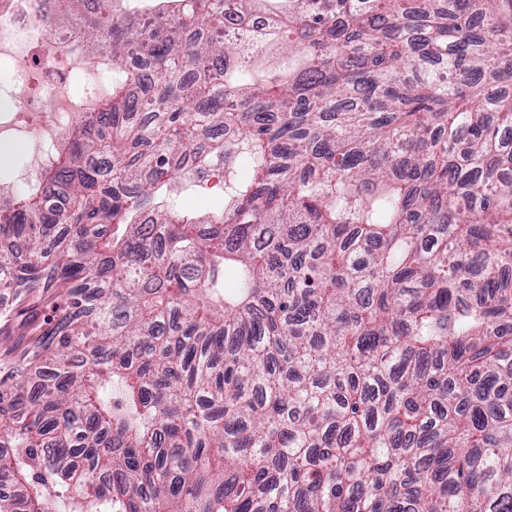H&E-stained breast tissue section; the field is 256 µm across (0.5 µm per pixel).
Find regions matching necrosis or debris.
Wrapping results in <instances>:
<instances>
[{"label": "necrosis or debris", "mask_w": 512, "mask_h": 512, "mask_svg": "<svg viewBox=\"0 0 512 512\" xmlns=\"http://www.w3.org/2000/svg\"><path fill=\"white\" fill-rule=\"evenodd\" d=\"M55 0H0V141L35 142L17 175L27 188L42 189V174L65 145L72 127L96 111L108 55L84 51L82 20L55 21ZM81 79L82 94L72 91Z\"/></svg>", "instance_id": "1"}]
</instances>
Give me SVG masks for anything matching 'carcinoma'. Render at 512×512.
I'll return each mask as SVG.
<instances>
[{
  "instance_id": "obj_1",
  "label": "carcinoma",
  "mask_w": 512,
  "mask_h": 512,
  "mask_svg": "<svg viewBox=\"0 0 512 512\" xmlns=\"http://www.w3.org/2000/svg\"><path fill=\"white\" fill-rule=\"evenodd\" d=\"M131 2L55 190L0 200V288L53 309L0 512H512V0ZM218 173H215V170H212L210 173L206 174L204 177L200 179L198 186H200L204 192H208L213 189L218 183H222V178L224 174V169L222 166L217 167ZM222 190L220 188H216L210 191L208 194H204L199 197L198 193H193L187 195L183 201V205L185 209L191 212L196 213H207L215 208H217L221 203Z\"/></svg>"
}]
</instances>
